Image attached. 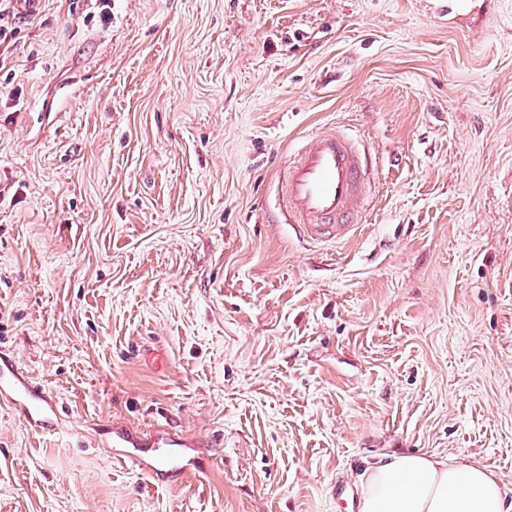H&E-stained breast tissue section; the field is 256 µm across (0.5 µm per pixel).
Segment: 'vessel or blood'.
<instances>
[{
  "label": "vessel or blood",
  "mask_w": 512,
  "mask_h": 512,
  "mask_svg": "<svg viewBox=\"0 0 512 512\" xmlns=\"http://www.w3.org/2000/svg\"><path fill=\"white\" fill-rule=\"evenodd\" d=\"M366 168L358 145L337 129H326L306 145L288 168L289 204L306 237L315 242L349 238L364 208ZM0 400L12 404L31 424L41 423L52 409L44 392L0 367Z\"/></svg>",
  "instance_id": "obj_1"
}]
</instances>
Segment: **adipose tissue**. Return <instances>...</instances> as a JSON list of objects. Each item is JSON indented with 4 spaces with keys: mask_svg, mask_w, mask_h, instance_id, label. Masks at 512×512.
<instances>
[{
    "mask_svg": "<svg viewBox=\"0 0 512 512\" xmlns=\"http://www.w3.org/2000/svg\"><path fill=\"white\" fill-rule=\"evenodd\" d=\"M359 512H512L496 472L440 454H393L368 470Z\"/></svg>",
    "mask_w": 512,
    "mask_h": 512,
    "instance_id": "obj_1",
    "label": "adipose tissue"
}]
</instances>
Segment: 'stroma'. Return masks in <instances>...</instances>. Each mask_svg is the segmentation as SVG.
I'll use <instances>...</instances> for the list:
<instances>
[{"label": "stroma", "mask_w": 512, "mask_h": 512, "mask_svg": "<svg viewBox=\"0 0 512 512\" xmlns=\"http://www.w3.org/2000/svg\"><path fill=\"white\" fill-rule=\"evenodd\" d=\"M110 6L17 0L0 42V351L57 401H0V512H358L393 452L512 490V0ZM329 128L369 180L314 243L284 175Z\"/></svg>", "instance_id": "1"}]
</instances>
